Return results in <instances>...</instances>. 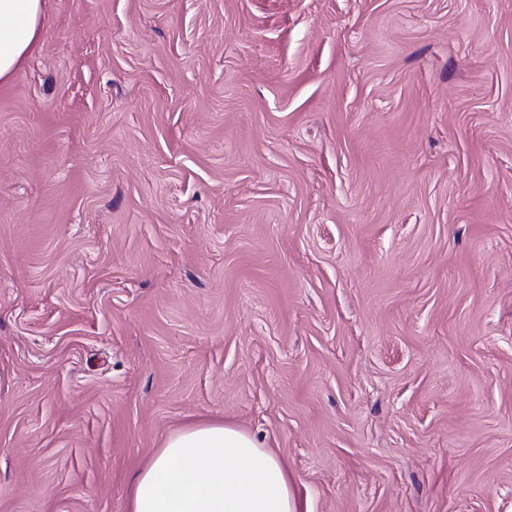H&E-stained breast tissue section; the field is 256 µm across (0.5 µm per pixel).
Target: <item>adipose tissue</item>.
Returning a JSON list of instances; mask_svg holds the SVG:
<instances>
[{"label": "adipose tissue", "mask_w": 512, "mask_h": 512, "mask_svg": "<svg viewBox=\"0 0 512 512\" xmlns=\"http://www.w3.org/2000/svg\"><path fill=\"white\" fill-rule=\"evenodd\" d=\"M45 0H0V83L37 49ZM127 512H309L271 449L221 420L170 434L131 482Z\"/></svg>", "instance_id": "1"}]
</instances>
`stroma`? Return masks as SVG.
I'll return each instance as SVG.
<instances>
[{
    "label": "stroma",
    "mask_w": 512,
    "mask_h": 512,
    "mask_svg": "<svg viewBox=\"0 0 512 512\" xmlns=\"http://www.w3.org/2000/svg\"><path fill=\"white\" fill-rule=\"evenodd\" d=\"M0 86V512H126L220 418L310 512H512V0H47Z\"/></svg>",
    "instance_id": "35a3bbf8"
}]
</instances>
